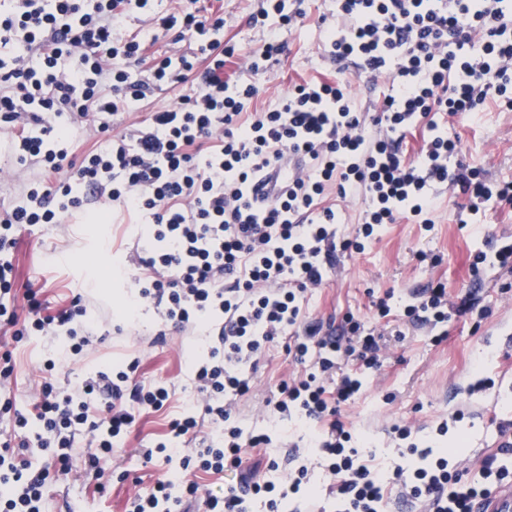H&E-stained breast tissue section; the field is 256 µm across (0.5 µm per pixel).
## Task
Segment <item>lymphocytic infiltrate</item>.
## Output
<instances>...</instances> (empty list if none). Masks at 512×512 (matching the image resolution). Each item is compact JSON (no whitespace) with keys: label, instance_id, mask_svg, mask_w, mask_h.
Wrapping results in <instances>:
<instances>
[{"label":"lymphocytic infiltrate","instance_id":"obj_1","mask_svg":"<svg viewBox=\"0 0 512 512\" xmlns=\"http://www.w3.org/2000/svg\"><path fill=\"white\" fill-rule=\"evenodd\" d=\"M250 13V26H265L263 43L249 55L247 80L227 81L224 61L235 46L224 42V15L176 0L156 10L154 0H11L0 10V124L15 130L14 153L32 169L18 198L0 204V324L18 320L10 254L24 226L58 224L75 211L100 218L107 205L135 214L150 227L154 247L140 259L136 304L151 303L162 321L178 329L213 317L214 344L194 377L195 403L170 424L174 437L225 423L218 442L189 451L161 441L142 449L145 461L163 455L180 467L220 476L237 471L236 483L208 495L209 512H294L314 498L306 465L267 480L258 466H244L247 448L268 445L267 435L243 438L229 420L267 343L300 327L287 348L299 363H312L305 377L282 382L277 412L297 411L325 425L318 452L329 477L327 493L336 512H387L391 502L410 512H475L496 486L512 482V421L497 426L499 445L481 462L478 477L449 461L442 449L410 443L413 466L382 473L372 453L351 447L339 408L363 386L359 374H339L342 357L364 369L380 364L373 332L349 320L348 333L322 332L306 321L304 295L321 287L337 249L362 250L377 227L401 216L424 224L435 186L453 182L468 194L470 214L491 202L512 208V183L492 184L478 170L450 164L457 150L437 122L494 98L512 106V7L507 0H336V22L323 48L336 62L352 61L386 90L377 115L365 121L339 81L298 85L263 111L251 108L259 88L254 76L284 49L282 27L296 28L306 12L286 0H265ZM145 17L153 38L175 35L196 46L189 54L156 57L143 66L144 42L124 32L126 20ZM182 88L177 102L157 109L128 133L113 135L117 116L132 112L153 90ZM424 130L422 149L406 160L407 132ZM298 156L302 167L285 191L269 200L251 187ZM365 202L355 240L337 241L336 212L323 203L328 191ZM443 287L426 289L407 314L438 325L452 313L471 311L469 297L447 310ZM28 329L38 336H66L70 354L88 346L86 307L80 301L47 311L36 291L26 294ZM127 372H98L70 393L44 384L35 406L41 448L67 463L76 431L93 433L102 452L124 437L142 413L168 402L166 385L129 386ZM47 473L27 461L0 454V481L14 490L0 512H40ZM196 485L183 495L159 481L130 503L129 512H191Z\"/></svg>","mask_w":512,"mask_h":512}]
</instances>
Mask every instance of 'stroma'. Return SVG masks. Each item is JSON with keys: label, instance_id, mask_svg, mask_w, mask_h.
<instances>
[{"label": "stroma", "instance_id": "35a3bbf8", "mask_svg": "<svg viewBox=\"0 0 512 512\" xmlns=\"http://www.w3.org/2000/svg\"><path fill=\"white\" fill-rule=\"evenodd\" d=\"M223 5L224 38L239 49L224 74L236 78L245 73L243 53L258 46L265 34L248 24L249 14L258 7L256 0H223ZM304 7V27L280 30L285 49L271 61L268 74L259 78L254 107H266L294 85L320 78L340 80L363 109L374 108L382 97L380 88L367 83L354 65L341 70L322 56L318 19L334 12L335 0H306ZM447 127L449 136L459 140L458 160L463 166L479 169L494 181L512 182V110L490 99L468 119L449 118ZM469 204L468 195L458 187L440 186L431 227L407 217L384 225L363 251L339 254L337 267L304 302L306 319L321 321L324 329L341 331L351 315L380 338V367L364 371L358 362L349 361L348 370L362 371L364 390L341 406L339 417L353 436L367 438L376 464L386 471L402 461L391 434L394 425H409L413 439L446 447L449 457L474 473L496 450L497 422L512 417V347L503 338L512 328V271H501L491 285L472 269L474 255L485 242L512 239V208L489 203L474 223H460ZM107 220L102 226L74 215L42 229H21L13 256L18 289L43 288L54 305L82 296L93 330L84 352L49 373L42 366L54 357L60 340L27 336L17 342L11 334L0 333V353L11 352L14 365L11 384L0 389V405L8 402L25 412L39 399L43 382L63 391L103 367L132 362L136 368L130 384L167 383V406L143 414L128 437L102 455L100 467L110 483L101 491L88 468L95 447L86 436H76L69 472L60 478L56 458L39 448L34 430L14 428L10 414L0 412V433L11 435L13 443H26L20 458L48 471L42 512H126L130 499L160 480L171 483L177 493L187 484H197L196 508L206 512L207 493L221 486L216 476L159 458L147 463L139 453L142 447L166 440L170 420L193 401L190 379L207 355L206 339L193 329H171L159 336V314L148 306L140 309L134 324H125L122 309L135 292L137 259L150 243L141 235L135 215L118 210ZM437 285L446 288L452 303L471 295L478 308L487 310V317L454 316L442 341H435L431 327L410 320L405 307L424 289ZM381 300L388 302L391 312L379 320L375 305ZM307 371L287 355L283 341L268 344L252 391L240 402L236 424L244 434L263 432L270 438L261 450H248L247 462L273 459L282 464L291 454H299L319 493L320 512H332V501L322 494L325 471L313 447L315 427L298 413L283 415L265 404L283 379ZM486 377L494 380V387L471 392V385ZM460 410L464 420L450 427L447 437L437 436L439 421Z\"/></svg>", "mask_w": 512, "mask_h": 512}]
</instances>
